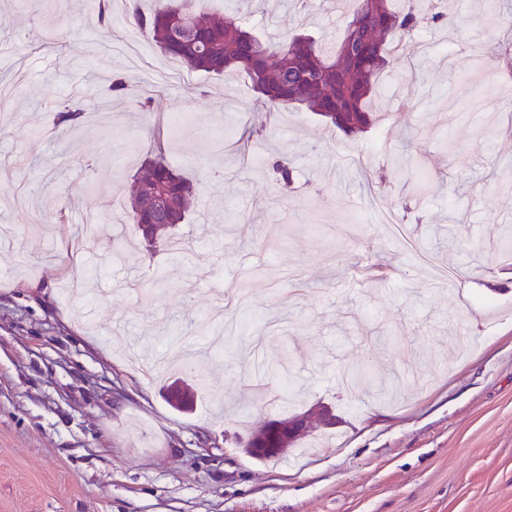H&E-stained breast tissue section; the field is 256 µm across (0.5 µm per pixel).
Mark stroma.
Returning <instances> with one entry per match:
<instances>
[{
	"instance_id": "1",
	"label": "stroma",
	"mask_w": 512,
	"mask_h": 512,
	"mask_svg": "<svg viewBox=\"0 0 512 512\" xmlns=\"http://www.w3.org/2000/svg\"><path fill=\"white\" fill-rule=\"evenodd\" d=\"M334 2L205 8L332 43ZM483 2L443 0L452 27L416 29L382 78L393 127L347 138L256 109L241 76L194 74L200 96L170 79L141 112L175 61L125 0L108 24L84 0H0V512H512V76L464 81L476 54L512 49V0ZM117 74L124 95L97 108ZM73 100L96 120L58 126ZM156 143L194 184L172 231L189 250L122 264ZM205 316L207 383L176 409L166 385L193 378L160 358ZM350 364L367 385L343 382ZM317 403L333 436L307 433L294 463L234 446L243 420Z\"/></svg>"
}]
</instances>
